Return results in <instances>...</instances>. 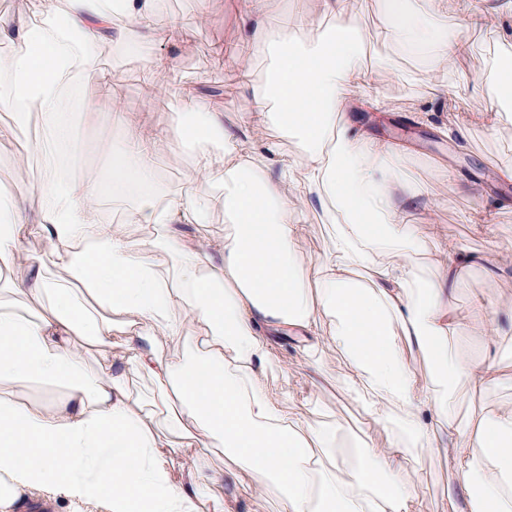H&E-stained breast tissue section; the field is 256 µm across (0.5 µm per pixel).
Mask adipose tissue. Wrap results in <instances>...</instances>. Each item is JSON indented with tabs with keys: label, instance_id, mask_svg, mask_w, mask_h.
<instances>
[{
	"label": "adipose tissue",
	"instance_id": "ef3b65f1",
	"mask_svg": "<svg viewBox=\"0 0 512 512\" xmlns=\"http://www.w3.org/2000/svg\"><path fill=\"white\" fill-rule=\"evenodd\" d=\"M161 0H21L0 14V109L18 129L37 120L32 153L37 206L26 191L0 183V512L33 497L62 498L81 512H224L225 483L276 512H433L407 480L410 457L450 453L470 512H512V409L460 419L459 380L474 391L496 383L489 367L448 348L449 335L493 334L491 309L465 315L451 293L474 256L445 244L435 278L420 280L408 256L417 249L425 195L398 169V145L357 129L352 96L376 100L380 88L365 63V41L348 0H317L313 13L264 23L267 0H242L240 28L250 57L237 61L242 89L252 90V61L273 55L271 96L249 112H218L194 90L168 127L129 128L119 82L97 65L102 46L146 56L165 87L177 78L155 47ZM447 0H387L383 31L400 51L431 66L432 100L444 107L446 78L476 88L496 83L512 95V72H468L461 32L444 20ZM79 77L75 109L64 90ZM111 103L91 111V94ZM105 122L128 128L112 155V183L135 182L140 198L124 223L106 221L86 170L77 127ZM276 125L297 138L300 156L261 132ZM184 147L200 187L153 192L156 157ZM304 177L293 182L296 167ZM224 190L220 240L185 244L180 224L205 228L209 186ZM318 201L331 222L332 248L317 259L297 248L300 205ZM149 227L145 243L127 227ZM43 249L28 253L29 238ZM197 333L185 335L184 320ZM96 351L86 361L75 344ZM311 349L327 344L351 369L348 390L361 397L382 446L352 454L337 430L312 414L296 415L287 396L271 394L278 366L274 339ZM176 341L177 354L161 350ZM429 361L423 377L407 360ZM151 378L149 407L133 405L132 376ZM63 387L33 399L23 389ZM177 402L166 428L155 407ZM228 461L212 473L213 447ZM187 479L175 483V468Z\"/></svg>",
	"mask_w": 512,
	"mask_h": 512
}]
</instances>
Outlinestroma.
<instances>
[{"instance_id":"35a3bbf8","label":"stroma","mask_w":512,"mask_h":512,"mask_svg":"<svg viewBox=\"0 0 512 512\" xmlns=\"http://www.w3.org/2000/svg\"><path fill=\"white\" fill-rule=\"evenodd\" d=\"M477 0H448L445 19L460 26L470 44L466 69L485 67L493 53L496 31L488 26H471L467 20ZM360 20L362 35L369 47L370 59L387 58L396 75L379 82L381 94L365 124L380 139L400 143L409 153L402 160L417 183L428 191L433 206L428 224L421 227V245L413 259L422 279H432L444 243H453L464 253L486 256L487 261L463 270L452 303L457 311H467L474 303L489 305L512 298V181H503L499 173L512 166V120L503 119L490 126L481 123L483 114L496 110L494 87L469 89L448 87L444 109L431 105V82L426 61L400 53L394 43L379 37L383 0H349ZM241 0H162L159 26L171 30V39L158 45L170 68L187 86L211 97L221 112H247L255 102L238 87L232 74L233 63L247 57L250 47L239 31ZM106 67L115 71L122 83L123 110L131 126L170 125L180 103L174 94L161 87L151 67L137 55L116 54L111 46L98 52ZM467 129L465 137L442 134L448 120ZM38 135L36 124L25 133L15 129L10 113L0 111V182L29 187L34 157L28 145ZM99 129L83 127L80 143L87 169L99 186L101 208L105 216L121 221L131 206V194L113 191L109 156L99 152ZM448 165L447 182L435 177L434 164ZM157 188L174 194L198 184L187 152L173 148L160 154L156 162ZM498 189L504 204L491 209L486 223H477V189ZM300 250L316 256L331 249L330 228L319 208H301ZM468 356L477 362L492 364L498 380L489 389L472 391L461 383L458 411L461 418L480 417L512 408V329L504 328L491 340H470ZM279 354L288 365L287 373L272 372L268 385L273 394L290 391L293 403L315 412L322 422L338 428L340 447L378 445L385 438L383 429L366 419L361 403L341 388L349 368L332 347L322 345L303 354L290 342H282ZM411 484L421 500L439 504L454 487V467L449 454L422 455L409 464Z\"/></svg>"}]
</instances>
